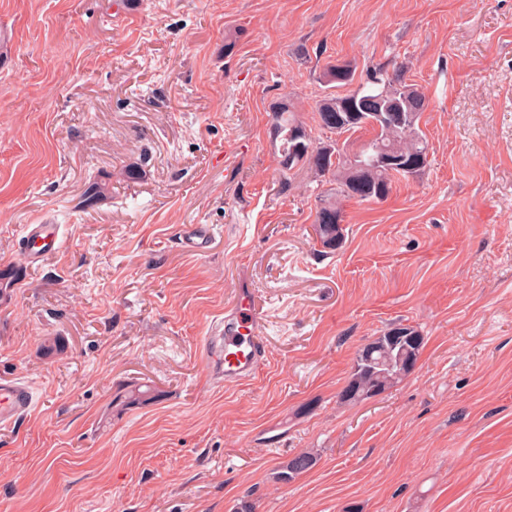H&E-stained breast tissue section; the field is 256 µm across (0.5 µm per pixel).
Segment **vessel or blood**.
Segmentation results:
<instances>
[{"label":"vessel or blood","instance_id":"vessel-or-blood-1","mask_svg":"<svg viewBox=\"0 0 512 512\" xmlns=\"http://www.w3.org/2000/svg\"><path fill=\"white\" fill-rule=\"evenodd\" d=\"M212 230L205 224L185 226L181 240L195 253H206ZM61 246L60 227L56 224H31L19 252L16 269L37 264ZM263 325L255 297L239 291L212 335L204 337L201 350L214 376L228 383L251 379L265 361ZM35 402L32 387L21 380L0 379V425L17 422L28 414Z\"/></svg>","mask_w":512,"mask_h":512}]
</instances>
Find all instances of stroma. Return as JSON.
<instances>
[{"mask_svg":"<svg viewBox=\"0 0 512 512\" xmlns=\"http://www.w3.org/2000/svg\"><path fill=\"white\" fill-rule=\"evenodd\" d=\"M1 27L0 268L26 225L63 244L0 285V378L38 398L0 426V512H512V0H0ZM336 61L402 71L429 155L325 253L328 186L282 175L269 113L329 141ZM242 288L266 358L227 385L199 343ZM399 323L415 368L341 401ZM212 229L206 224H189L185 226L181 240L188 250L197 254H204L207 251ZM400 327H394L391 331L389 330L392 327L388 328L386 331H384V334L388 331L386 336H376L372 341L366 343L362 347L360 353V350L358 351V362L365 365L366 369L370 370L380 378L388 375L386 371H380L382 370L381 368H383V364L381 359L377 358L378 353L384 354L386 351L397 349L399 365L405 366L407 368L410 367L412 363V348L414 349L413 367L420 354V350L423 345V338L419 331L410 326L405 328L408 329L412 336H415L416 338V346H412L411 348L410 344H413L411 336H404L406 332L401 330ZM401 377L402 376L392 380L384 377V380L379 384V382L372 375L365 372L363 366L359 365L355 367L350 380L346 384V391L349 393V395L344 396L343 389L340 393V399L345 402L364 401L368 398L366 394L374 387L378 386L379 391L376 392V394H380L398 383L402 379Z\"/></svg>","mask_w":512,"mask_h":512,"instance_id":"obj_1","label":"stroma"}]
</instances>
